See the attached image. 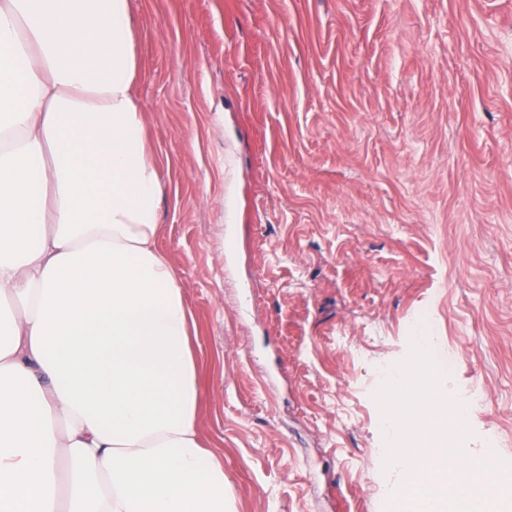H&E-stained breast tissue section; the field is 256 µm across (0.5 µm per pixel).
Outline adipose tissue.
Segmentation results:
<instances>
[{
	"label": "adipose tissue",
	"mask_w": 512,
	"mask_h": 512,
	"mask_svg": "<svg viewBox=\"0 0 512 512\" xmlns=\"http://www.w3.org/2000/svg\"><path fill=\"white\" fill-rule=\"evenodd\" d=\"M137 76L130 0H0V512H233Z\"/></svg>",
	"instance_id": "1"
}]
</instances>
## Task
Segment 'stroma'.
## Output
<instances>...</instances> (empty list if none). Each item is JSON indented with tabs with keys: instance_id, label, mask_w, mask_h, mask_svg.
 <instances>
[{
	"instance_id": "stroma-1",
	"label": "stroma",
	"mask_w": 512,
	"mask_h": 512,
	"mask_svg": "<svg viewBox=\"0 0 512 512\" xmlns=\"http://www.w3.org/2000/svg\"><path fill=\"white\" fill-rule=\"evenodd\" d=\"M190 309L199 429L235 512H385L373 365L418 310L469 457L512 465V0H131Z\"/></svg>"
}]
</instances>
